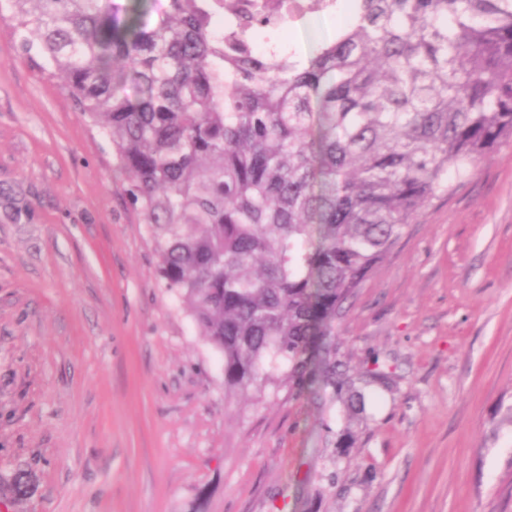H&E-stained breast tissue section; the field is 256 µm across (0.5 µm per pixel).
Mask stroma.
<instances>
[{"instance_id":"stroma-1","label":"stroma","mask_w":512,"mask_h":512,"mask_svg":"<svg viewBox=\"0 0 512 512\" xmlns=\"http://www.w3.org/2000/svg\"><path fill=\"white\" fill-rule=\"evenodd\" d=\"M127 189L0 12V512H512V139L345 303L341 354L390 374L351 420L225 396Z\"/></svg>"}]
</instances>
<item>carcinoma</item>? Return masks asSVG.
Returning a JSON list of instances; mask_svg holds the SVG:
<instances>
[{
    "label": "carcinoma",
    "mask_w": 512,
    "mask_h": 512,
    "mask_svg": "<svg viewBox=\"0 0 512 512\" xmlns=\"http://www.w3.org/2000/svg\"><path fill=\"white\" fill-rule=\"evenodd\" d=\"M112 143L164 287L225 393L362 396L344 304L426 204L512 139V0H351L307 64L224 47V0H4Z\"/></svg>",
    "instance_id": "carcinoma-1"
}]
</instances>
